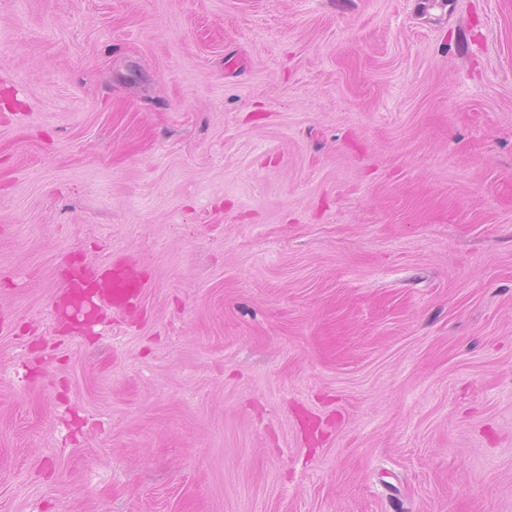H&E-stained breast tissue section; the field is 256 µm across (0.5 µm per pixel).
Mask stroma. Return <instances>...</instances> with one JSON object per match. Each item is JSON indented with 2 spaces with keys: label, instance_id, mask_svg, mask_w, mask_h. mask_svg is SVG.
I'll return each instance as SVG.
<instances>
[{
  "label": "stroma",
  "instance_id": "35a3bbf8",
  "mask_svg": "<svg viewBox=\"0 0 512 512\" xmlns=\"http://www.w3.org/2000/svg\"><path fill=\"white\" fill-rule=\"evenodd\" d=\"M0 311V512H512V0H0ZM62 279L63 288L51 303L81 324L99 322L107 311H129L139 304L146 288L131 262L67 263Z\"/></svg>",
  "mask_w": 512,
  "mask_h": 512
}]
</instances>
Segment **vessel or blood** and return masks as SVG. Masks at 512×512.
<instances>
[{
    "label": "vessel or blood",
    "mask_w": 512,
    "mask_h": 512,
    "mask_svg": "<svg viewBox=\"0 0 512 512\" xmlns=\"http://www.w3.org/2000/svg\"><path fill=\"white\" fill-rule=\"evenodd\" d=\"M62 279L63 286L51 303L82 324L99 322L108 311H129L139 304L145 288L130 262L68 264Z\"/></svg>",
    "instance_id": "obj_1"
}]
</instances>
